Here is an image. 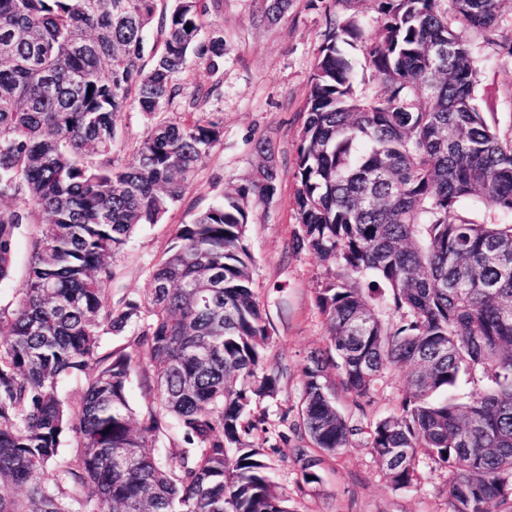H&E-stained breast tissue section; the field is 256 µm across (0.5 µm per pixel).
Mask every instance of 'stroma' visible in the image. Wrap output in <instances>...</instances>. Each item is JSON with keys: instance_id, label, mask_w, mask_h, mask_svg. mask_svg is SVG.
Wrapping results in <instances>:
<instances>
[{"instance_id": "35a3bbf8", "label": "stroma", "mask_w": 512, "mask_h": 512, "mask_svg": "<svg viewBox=\"0 0 512 512\" xmlns=\"http://www.w3.org/2000/svg\"><path fill=\"white\" fill-rule=\"evenodd\" d=\"M259 0H222L211 16L214 30L226 43L224 65L212 73L192 64L191 82L215 86L202 109L219 121L223 137L212 150L193 186L161 223L141 226L118 256L119 276L113 295L141 294L150 286V271L171 244L176 225L192 220L229 186L245 183L258 157L254 144L271 137L278 169V190L266 204L249 214L247 240L254 258L253 288L270 323L273 341L266 351L268 364L284 371L277 402L263 403L266 432L254 433L262 445L267 433L296 422L303 386V368L313 353L328 346L327 327L315 301L327 270L311 252L297 250L293 211L294 159L302 125L301 109L322 44L328 15L322 0H294L279 20L261 22ZM471 42L481 60L477 99L501 134L512 133V64L497 61L482 37ZM36 232L27 224L17 235L14 268L0 283V307L14 304L28 269L30 243ZM403 369L386 371L370 405L357 407L351 396L337 392L336 405L359 426L348 448L326 454L309 448L315 459L317 482L305 483L297 450L278 448L272 475L288 495L291 512H449V470L420 456L417 484L393 490L369 446L367 428L398 410L403 393Z\"/></svg>"}]
</instances>
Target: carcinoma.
I'll return each mask as SVG.
<instances>
[{"label":"carcinoma","mask_w":512,"mask_h":512,"mask_svg":"<svg viewBox=\"0 0 512 512\" xmlns=\"http://www.w3.org/2000/svg\"><path fill=\"white\" fill-rule=\"evenodd\" d=\"M262 2L273 22L293 0ZM374 2L371 35L329 20L294 160L295 242L328 269L315 301L329 346L303 370L297 423L257 448L254 407L276 399L280 374L246 228L277 191L271 139L247 183L176 225L148 293L112 295L131 235L221 141L199 111L215 87L183 78L192 60L224 63V36L201 40L221 0H0V201L13 202L0 281L22 225H38L17 301L0 309V488L17 489L0 512H290L274 449L348 447L358 429L336 387L362 407L403 366L400 408L370 432L391 488L415 485L422 452L451 468L449 512H512V223L464 209L512 215V136L475 103L468 37L512 58V36L491 38L512 0ZM130 106L150 127L129 143L117 120ZM107 335L121 343L104 352ZM135 374L151 393L138 422ZM463 379L472 391L452 395ZM67 380L83 384L70 401Z\"/></svg>","instance_id":"carcinoma-1"}]
</instances>
